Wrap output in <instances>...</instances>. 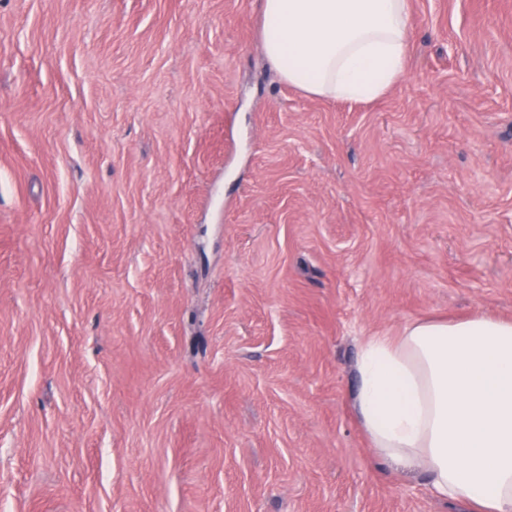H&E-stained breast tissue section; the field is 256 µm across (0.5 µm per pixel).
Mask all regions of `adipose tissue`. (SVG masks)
Returning <instances> with one entry per match:
<instances>
[{
	"label": "adipose tissue",
	"mask_w": 512,
	"mask_h": 512,
	"mask_svg": "<svg viewBox=\"0 0 512 512\" xmlns=\"http://www.w3.org/2000/svg\"><path fill=\"white\" fill-rule=\"evenodd\" d=\"M263 52L288 84L364 103L405 75L408 0H261ZM356 415L379 456L469 512H512V319L416 320L365 339Z\"/></svg>",
	"instance_id": "1"
}]
</instances>
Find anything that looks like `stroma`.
Instances as JSON below:
<instances>
[{"label": "stroma", "mask_w": 512, "mask_h": 512, "mask_svg": "<svg viewBox=\"0 0 512 512\" xmlns=\"http://www.w3.org/2000/svg\"><path fill=\"white\" fill-rule=\"evenodd\" d=\"M259 0H0V512H464L351 406L370 336L512 318V0L289 85Z\"/></svg>", "instance_id": "1"}]
</instances>
